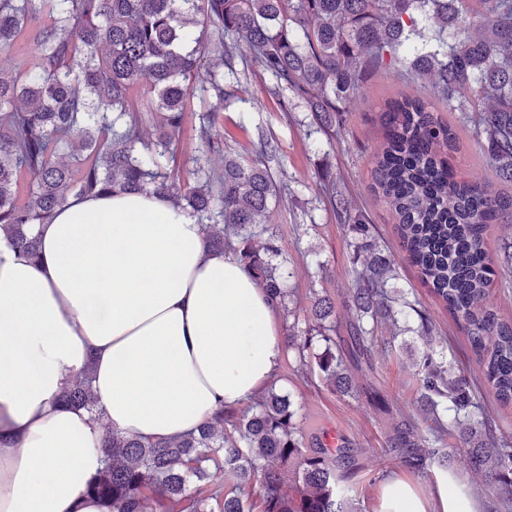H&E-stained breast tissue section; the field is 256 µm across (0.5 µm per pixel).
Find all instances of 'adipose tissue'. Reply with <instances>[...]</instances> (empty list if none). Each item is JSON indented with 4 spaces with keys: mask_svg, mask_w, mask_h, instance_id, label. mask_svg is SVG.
Listing matches in <instances>:
<instances>
[{
    "mask_svg": "<svg viewBox=\"0 0 512 512\" xmlns=\"http://www.w3.org/2000/svg\"><path fill=\"white\" fill-rule=\"evenodd\" d=\"M34 232L37 262L0 233V512H105L84 489L106 430L167 439L252 401L281 311L156 194L71 196ZM87 371L93 414L60 402Z\"/></svg>",
    "mask_w": 512,
    "mask_h": 512,
    "instance_id": "adipose-tissue-1",
    "label": "adipose tissue"
}]
</instances>
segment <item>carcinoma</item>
Returning <instances> with one entry per match:
<instances>
[{"label":"carcinoma","mask_w":512,"mask_h":512,"mask_svg":"<svg viewBox=\"0 0 512 512\" xmlns=\"http://www.w3.org/2000/svg\"><path fill=\"white\" fill-rule=\"evenodd\" d=\"M0 0V50L36 28L35 66L0 72V231L22 255L40 258L32 226L71 195L154 192L196 218L208 245L231 250L290 316L286 262L262 218L290 191L268 161L275 146L259 136L255 158L224 153L215 115L199 114L198 153L177 164V146L200 78L224 103V77L238 78L239 46L275 80L272 94L301 104L310 127L336 139L342 104L358 95L370 69L399 65L460 113L497 181L512 185V0ZM159 134L143 138V124ZM382 141L371 160V188L394 218L407 262L466 338L478 377L502 406L512 405V318L491 298L496 269L512 266V233L491 253V226L512 228V192L492 194L455 176V128L419 96L384 101ZM76 164L58 159L62 147ZM319 195L336 223L353 233L357 265L346 306L347 345L336 332L334 303L317 293L304 327L287 326L284 358L296 372L318 373L343 396L356 394L348 367L372 368L377 346L391 355L399 317L414 304L389 281L395 258L371 239L362 210L325 179ZM390 326L388 335L383 327ZM416 413L390 423L384 462L412 470L445 465L446 439L481 476L488 512H512V435L497 428L474 396L473 374L425 352L416 364ZM62 405L93 411L90 372L65 390ZM105 466L85 495L107 512H358L345 485L358 449L338 436L330 447L305 432L290 395L269 391L255 405L219 413L197 433L149 442L106 433ZM221 463L224 485L208 483Z\"/></svg>","instance_id":"cac0c4a2"}]
</instances>
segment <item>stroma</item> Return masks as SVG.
Segmentation results:
<instances>
[{
    "instance_id": "35a3bbf8",
    "label": "stroma",
    "mask_w": 512,
    "mask_h": 512,
    "mask_svg": "<svg viewBox=\"0 0 512 512\" xmlns=\"http://www.w3.org/2000/svg\"><path fill=\"white\" fill-rule=\"evenodd\" d=\"M273 84V78L257 63H249L239 77L235 101L218 117L224 129V147L240 155L246 153L258 136L273 141L276 155L269 166L274 175L291 177L292 182L290 195L272 208L266 222L276 231L282 256L294 271L290 280L291 306L296 316H304L311 294L317 292L336 303V315L341 318L345 315L343 303L352 284V235L325 211L317 189L324 175L332 174L367 214L377 241L391 252H398L393 218L370 188L371 155L381 139L374 117L386 98L400 93L423 96L427 90L421 84L402 81L392 70L369 74L359 96L347 102L343 123L336 132L334 146L330 147L324 135L309 133L303 107L283 106L271 95ZM314 260L324 263L327 272L323 278L312 277L310 263ZM396 268L398 277L393 282L394 288L417 300L419 309L432 317L444 354L459 367L472 368L473 355L464 335L420 284L416 270L402 260ZM408 324L409 332L398 338L402 346L399 356L374 355L373 370L364 369L355 374L359 385L376 386L379 397H340L320 381L304 380L286 361L275 378L277 391L290 393L301 405L311 432L321 437L328 433L343 435L358 448V465L349 482L368 489L361 512H378L384 483L389 478L400 479L421 498L429 501L434 498L436 485L431 476L399 463L380 467L373 454L385 440L389 421L386 398L395 399L398 408L408 410L417 395L412 362L423 353L424 343L414 332L417 316H410Z\"/></svg>"
}]
</instances>
